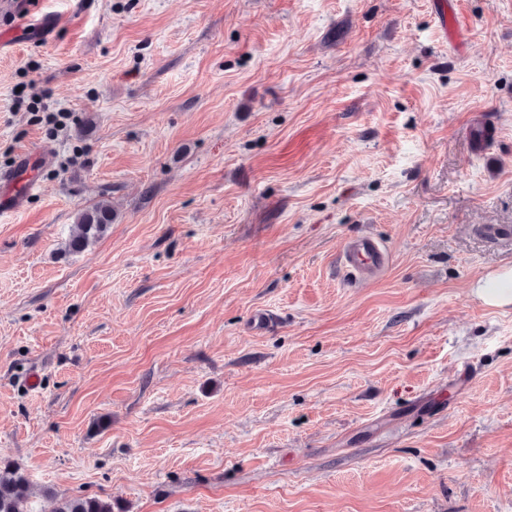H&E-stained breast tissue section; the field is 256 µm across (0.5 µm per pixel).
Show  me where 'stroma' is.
Instances as JSON below:
<instances>
[{"mask_svg": "<svg viewBox=\"0 0 512 512\" xmlns=\"http://www.w3.org/2000/svg\"><path fill=\"white\" fill-rule=\"evenodd\" d=\"M29 2L64 19L0 52V170L55 149L0 222L35 512H512V305L476 292L512 270L482 232L512 228V0H461V50L432 0ZM362 235L389 261L358 282ZM113 214L109 205L101 203L81 210L76 220V231L66 244L67 253H81L104 237L112 225ZM385 249L376 239L360 236L346 243L341 253V262L355 279L373 275L384 267ZM54 512H113L112 499L100 496H67L57 501Z\"/></svg>", "mask_w": 512, "mask_h": 512, "instance_id": "1", "label": "stroma"}]
</instances>
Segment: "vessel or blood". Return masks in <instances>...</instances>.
<instances>
[{
	"mask_svg": "<svg viewBox=\"0 0 512 512\" xmlns=\"http://www.w3.org/2000/svg\"><path fill=\"white\" fill-rule=\"evenodd\" d=\"M10 9L14 24L10 30L0 34V48L10 47L19 36L35 35L40 39L52 37L61 22L58 14L47 12L34 15L28 0H11ZM435 19L444 38L462 40L467 31L466 17L462 12H449L446 0H439ZM49 158L48 150L36 152L19 150L9 170L0 172V221L20 214L28 200L40 186V172ZM385 249L376 239L360 236L346 243L341 253V262L353 277L364 278L384 267Z\"/></svg>",
	"mask_w": 512,
	"mask_h": 512,
	"instance_id": "b4317fda",
	"label": "vessel or blood"
}]
</instances>
